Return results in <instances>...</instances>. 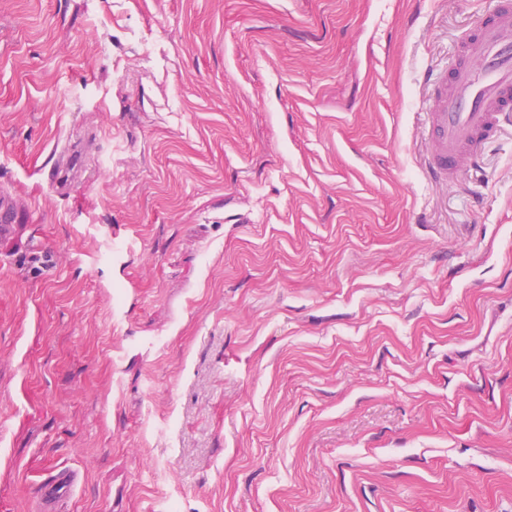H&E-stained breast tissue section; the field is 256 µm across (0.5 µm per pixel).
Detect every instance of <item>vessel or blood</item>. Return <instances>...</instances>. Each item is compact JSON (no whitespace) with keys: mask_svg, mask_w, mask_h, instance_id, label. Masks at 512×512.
<instances>
[{"mask_svg":"<svg viewBox=\"0 0 512 512\" xmlns=\"http://www.w3.org/2000/svg\"><path fill=\"white\" fill-rule=\"evenodd\" d=\"M429 85L426 173L436 183L456 181L480 166L485 146L512 123V0H490L447 73ZM76 482L67 474L47 483L42 512H57L60 496Z\"/></svg>","mask_w":512,"mask_h":512,"instance_id":"1","label":"vessel or blood"}]
</instances>
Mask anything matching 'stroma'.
<instances>
[{"instance_id":"1","label":"stroma","mask_w":512,"mask_h":512,"mask_svg":"<svg viewBox=\"0 0 512 512\" xmlns=\"http://www.w3.org/2000/svg\"><path fill=\"white\" fill-rule=\"evenodd\" d=\"M485 7L0 0V512H512V126L423 166ZM77 483V478L67 474L58 477L44 486L41 496L42 512H57L59 497Z\"/></svg>"}]
</instances>
